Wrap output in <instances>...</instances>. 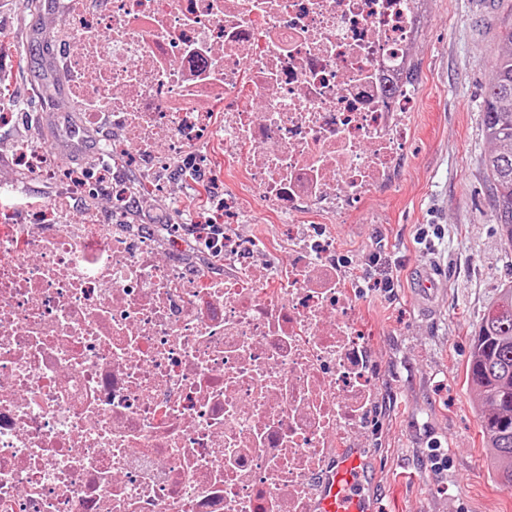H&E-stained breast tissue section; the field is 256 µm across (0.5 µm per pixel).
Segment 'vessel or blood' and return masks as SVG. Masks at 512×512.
I'll return each mask as SVG.
<instances>
[{
	"label": "vessel or blood",
	"instance_id": "obj_1",
	"mask_svg": "<svg viewBox=\"0 0 512 512\" xmlns=\"http://www.w3.org/2000/svg\"><path fill=\"white\" fill-rule=\"evenodd\" d=\"M442 273V264L432 261L419 268L413 280L414 293L424 312L437 307ZM369 487L370 478L360 455L354 451L341 455L335 467L315 485L317 512H375Z\"/></svg>",
	"mask_w": 512,
	"mask_h": 512
}]
</instances>
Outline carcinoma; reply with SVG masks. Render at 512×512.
Here are the masks:
<instances>
[{"label": "carcinoma", "mask_w": 512, "mask_h": 512, "mask_svg": "<svg viewBox=\"0 0 512 512\" xmlns=\"http://www.w3.org/2000/svg\"><path fill=\"white\" fill-rule=\"evenodd\" d=\"M488 78L483 126L493 145L481 160L498 223L512 243V25ZM465 383L479 395L481 433L494 451L495 476L512 489V285L504 286L484 313L472 340Z\"/></svg>", "instance_id": "obj_1"}]
</instances>
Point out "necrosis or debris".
I'll use <instances>...</instances> for the list:
<instances>
[{"instance_id": "1", "label": "necrosis or debris", "mask_w": 512, "mask_h": 512, "mask_svg": "<svg viewBox=\"0 0 512 512\" xmlns=\"http://www.w3.org/2000/svg\"><path fill=\"white\" fill-rule=\"evenodd\" d=\"M427 0H78L60 65L100 164L157 175L212 136L280 224L286 273L225 229V272L122 224H0V512H315L372 389L308 209L405 151Z\"/></svg>"}]
</instances>
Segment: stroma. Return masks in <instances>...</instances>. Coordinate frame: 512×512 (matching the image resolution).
Returning a JSON list of instances; mask_svg holds the SVG:
<instances>
[{
  "instance_id": "1",
  "label": "stroma",
  "mask_w": 512,
  "mask_h": 512,
  "mask_svg": "<svg viewBox=\"0 0 512 512\" xmlns=\"http://www.w3.org/2000/svg\"><path fill=\"white\" fill-rule=\"evenodd\" d=\"M60 0H41L30 13L24 0L0 8V66L15 105L0 123V179H15L20 157L49 151L55 179L31 173L18 180L31 207L12 211L13 223L34 214L64 222L90 214L112 221V178L100 173L104 131L84 133L71 84L59 65L60 47L45 38L60 14ZM512 22V0H429L424 29L413 55L416 99L407 114L411 140L391 177L356 208L339 215L302 214L304 224H327L333 253L344 257L340 286L354 303V325L362 339L373 379L358 450L377 482L371 488L379 512H512V490L493 478L480 432L476 394L464 382L471 340L487 305L512 281L508 245L490 202L481 157L486 139L481 102L498 52L501 26ZM26 67H19V55ZM82 134L83 147L58 150L68 131ZM203 162L186 157L155 178L135 160L121 183H145L131 197L126 221L167 244L166 260L205 264L214 273L202 237L205 224L227 222L257 242H287L288 227L268 216L250 191L240 160L226 157L220 136L202 149ZM198 166L204 195L190 191L169 200L181 171ZM72 196L69 209L55 205ZM436 232L421 237L426 225ZM390 271L394 294L359 290L373 255ZM439 258L440 305L423 314L410 288L416 269Z\"/></svg>"
}]
</instances>
